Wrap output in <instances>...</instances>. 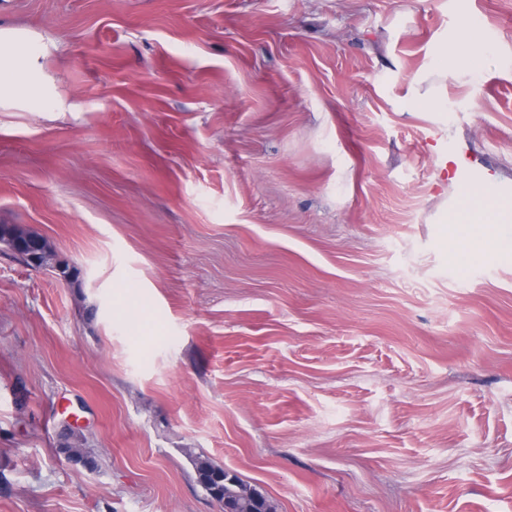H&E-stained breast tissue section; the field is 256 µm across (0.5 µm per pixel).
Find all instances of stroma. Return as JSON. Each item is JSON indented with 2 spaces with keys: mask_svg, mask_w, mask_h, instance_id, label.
I'll return each mask as SVG.
<instances>
[{
  "mask_svg": "<svg viewBox=\"0 0 512 512\" xmlns=\"http://www.w3.org/2000/svg\"><path fill=\"white\" fill-rule=\"evenodd\" d=\"M474 23L485 52L447 79ZM51 47L0 111V512H512V0H0ZM64 100L66 111L55 108ZM79 271L65 280L59 264ZM480 52L475 37L465 31L456 41L449 42L442 50L445 64V75L455 72L465 61L466 54L476 56ZM429 142L435 148L434 155L442 166L448 182H453L456 187V194L448 205V223L451 218L462 212L463 197L478 183H481V190L491 198H512V185L494 182L490 173L475 170L465 160L455 158V161L450 162L448 169V143L441 133L434 132L429 137ZM509 209L501 208L495 202L479 195H472L467 202L464 224H494L510 220ZM18 240H29L38 244V252L41 253L43 259L51 254L49 247L45 240L37 235L35 232L26 231L14 225L1 224L0 225V241L5 242V237Z\"/></svg>",
  "mask_w": 512,
  "mask_h": 512,
  "instance_id": "35a3bbf8",
  "label": "stroma"
}]
</instances>
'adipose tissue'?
<instances>
[{"mask_svg":"<svg viewBox=\"0 0 512 512\" xmlns=\"http://www.w3.org/2000/svg\"><path fill=\"white\" fill-rule=\"evenodd\" d=\"M47 55V49L33 48L26 32L0 28V107L38 106L49 90Z\"/></svg>","mask_w":512,"mask_h":512,"instance_id":"ef3b65f1","label":"adipose tissue"}]
</instances>
